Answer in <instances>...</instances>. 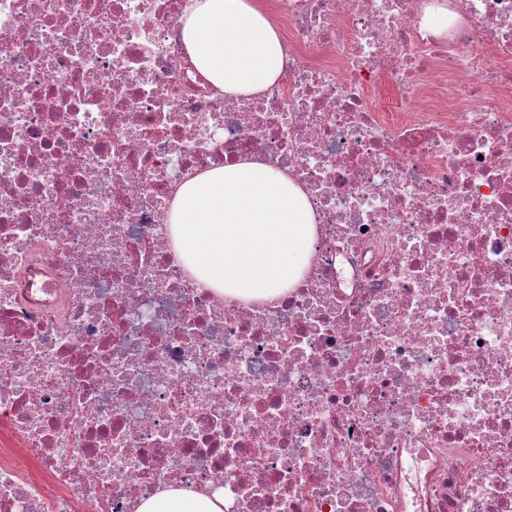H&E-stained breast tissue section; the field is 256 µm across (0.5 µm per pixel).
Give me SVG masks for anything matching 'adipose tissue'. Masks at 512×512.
Listing matches in <instances>:
<instances>
[{"label":"adipose tissue","instance_id":"ef3b65f1","mask_svg":"<svg viewBox=\"0 0 512 512\" xmlns=\"http://www.w3.org/2000/svg\"><path fill=\"white\" fill-rule=\"evenodd\" d=\"M183 39L197 70L230 97L260 93L282 70L279 32L255 0H193ZM136 512H224V497L171 488Z\"/></svg>","mask_w":512,"mask_h":512}]
</instances>
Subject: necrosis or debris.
<instances>
[{
    "instance_id": "1",
    "label": "necrosis or debris",
    "mask_w": 512,
    "mask_h": 512,
    "mask_svg": "<svg viewBox=\"0 0 512 512\" xmlns=\"http://www.w3.org/2000/svg\"><path fill=\"white\" fill-rule=\"evenodd\" d=\"M190 0H0V512H512V0H273L230 98ZM307 195L300 283L240 301L179 186ZM136 512H224L223 494L213 498L200 493L170 488L141 501Z\"/></svg>"
}]
</instances>
